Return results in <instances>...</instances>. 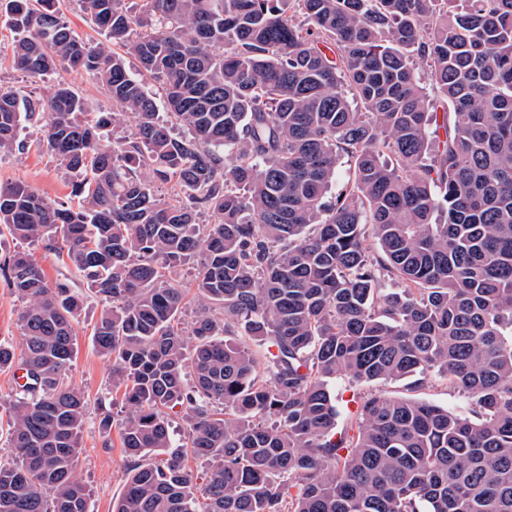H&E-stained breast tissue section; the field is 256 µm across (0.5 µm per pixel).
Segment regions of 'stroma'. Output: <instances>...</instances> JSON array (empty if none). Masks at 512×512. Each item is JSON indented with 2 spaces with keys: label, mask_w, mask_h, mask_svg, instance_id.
<instances>
[{
  "label": "stroma",
  "mask_w": 512,
  "mask_h": 512,
  "mask_svg": "<svg viewBox=\"0 0 512 512\" xmlns=\"http://www.w3.org/2000/svg\"><path fill=\"white\" fill-rule=\"evenodd\" d=\"M13 33L0 24V89H21L45 94L49 79H31L16 71L11 62ZM22 146L0 156V180H23L44 197L55 201H69L70 177L60 168L56 159L41 147L34 134L23 132ZM23 251L42 267L49 283L66 279L76 280L77 274L70 261L61 259L45 242L26 244L10 235H0V262L13 253ZM104 308L102 302L89 301L75 325L77 354L67 372L69 382L85 395L87 422L82 434L81 450L76 473L90 491L91 512H112L125 489L127 458L122 448L118 424L123 417L120 393L112 386V362L99 355L92 345V329ZM330 390L338 411V429L354 425L364 398L374 393L429 401L443 408L462 410L466 400L457 390L438 380L425 388H417L406 381H374L355 383L348 378L332 380ZM110 412V429L100 425L102 412Z\"/></svg>",
  "instance_id": "obj_1"
}]
</instances>
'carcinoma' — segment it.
I'll return each mask as SVG.
<instances>
[{"mask_svg": "<svg viewBox=\"0 0 512 512\" xmlns=\"http://www.w3.org/2000/svg\"><path fill=\"white\" fill-rule=\"evenodd\" d=\"M80 2L104 41L59 0H4L17 70L82 69L112 110L77 120L89 105L63 81L0 90V155L35 126L77 199L0 182V224L87 285L49 284L20 251L0 264L24 304L0 368L25 378L0 512H89L87 403L66 381L89 297L126 408L112 512H512V0ZM338 376L439 378L469 412L378 394L339 432ZM190 455L210 463L201 488ZM61 9L70 26L86 41L97 43L104 40V35L93 24L90 16L85 14L76 0H62Z\"/></svg>", "mask_w": 512, "mask_h": 512, "instance_id": "carcinoma-1", "label": "carcinoma"}]
</instances>
